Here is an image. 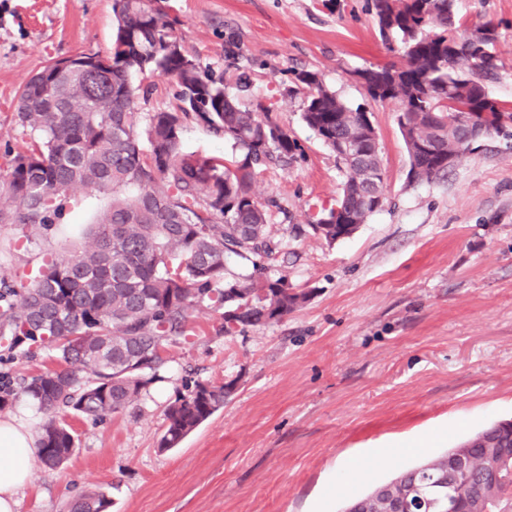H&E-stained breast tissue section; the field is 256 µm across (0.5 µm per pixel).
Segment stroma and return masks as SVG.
<instances>
[{"instance_id": "1", "label": "stroma", "mask_w": 512, "mask_h": 512, "mask_svg": "<svg viewBox=\"0 0 512 512\" xmlns=\"http://www.w3.org/2000/svg\"><path fill=\"white\" fill-rule=\"evenodd\" d=\"M114 0H0V153L25 149L17 93L48 62L109 55ZM185 50L215 72L235 42L253 84L248 105L275 100L302 153L262 168L281 243L271 277L306 294L281 321L217 334L219 313L194 310L193 333L167 342L169 363L133 405L102 422L69 412L76 437L56 471L31 467L17 512H68L92 489L110 512H342L347 500L512 419V138L475 144L447 177L406 183L393 103L367 101L356 70L396 62L370 0H169ZM468 28L497 26L499 69L486 83L512 100V0H456ZM318 71L344 101L366 103L382 150L385 204L334 244L306 219L344 173L303 124L291 73ZM65 224L30 241L0 226V276L26 283L46 254L71 253L112 195L73 188ZM228 388L224 406L177 447L161 450L165 411L194 382ZM433 429L413 453L397 441ZM367 467L348 477L356 458Z\"/></svg>"}]
</instances>
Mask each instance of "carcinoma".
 Returning a JSON list of instances; mask_svg holds the SVG:
<instances>
[{"mask_svg": "<svg viewBox=\"0 0 512 512\" xmlns=\"http://www.w3.org/2000/svg\"><path fill=\"white\" fill-rule=\"evenodd\" d=\"M378 34L401 62L357 72L374 101L397 105L399 131L417 181L448 175V152L462 161L470 152L469 128L457 124L446 102L470 108L477 122L511 112L512 103L489 96L485 81L498 70L496 28L485 23L461 32L455 0H371ZM112 56L96 72L60 69L51 61L32 75L17 95L16 117L34 136L0 174V224H13L23 237L39 236L63 214L62 195L75 187L111 190L112 203L97 218L88 242L67 256L50 254L29 286L0 279V344L27 356L51 351L57 366L12 386H0V410L21 395L47 414L38 461L50 469L73 454L75 438L57 419L68 408L100 422L135 403L169 361L164 344L192 331L198 307L224 308L226 294L239 290L247 305L240 316L223 318L218 332L281 320L306 301L282 277L268 275L279 241L268 229L270 207L253 191L257 170L296 158L300 146L274 115L242 105L250 82L241 54L225 50L234 81L213 76L200 59L183 50L176 20L165 0H115ZM160 72L175 81L172 108L150 112L139 131L136 73ZM288 96L304 95L301 119L342 162L345 180L331 203L308 219L315 236L336 241V220L366 221L381 210L365 201L363 185L383 182L381 148L367 136L354 151L337 153L336 142L363 126L365 109L347 104L321 75L293 71ZM188 118L212 129L231 145L226 159L183 150ZM149 150H144L141 134ZM240 259L246 272L227 276L226 264ZM82 349L72 345V338ZM226 387L197 382L189 395L169 405L159 448L169 450L224 405ZM475 459L461 512H512V471L492 472L490 453L512 456V422L496 423L456 448L422 462L349 501L343 512H364V503L390 489H416L427 497L440 491L437 465L455 451ZM110 501L84 492L70 512H108Z\"/></svg>", "mask_w": 512, "mask_h": 512, "instance_id": "1", "label": "carcinoma"}]
</instances>
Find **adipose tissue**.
Instances as JSON below:
<instances>
[{"mask_svg":"<svg viewBox=\"0 0 512 512\" xmlns=\"http://www.w3.org/2000/svg\"><path fill=\"white\" fill-rule=\"evenodd\" d=\"M35 409L26 398L21 400L17 416L0 420V512H16L18 494L29 482L38 449L26 419Z\"/></svg>","mask_w":512,"mask_h":512,"instance_id":"1","label":"adipose tissue"}]
</instances>
